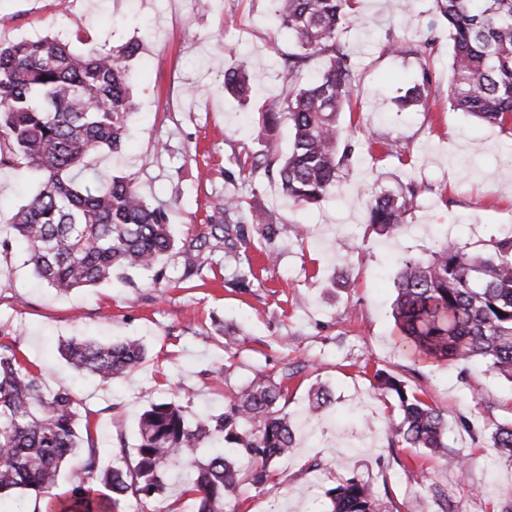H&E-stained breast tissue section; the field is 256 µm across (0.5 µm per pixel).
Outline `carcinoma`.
Masks as SVG:
<instances>
[{
  "label": "carcinoma",
  "instance_id": "obj_1",
  "mask_svg": "<svg viewBox=\"0 0 512 512\" xmlns=\"http://www.w3.org/2000/svg\"><path fill=\"white\" fill-rule=\"evenodd\" d=\"M433 2L452 43L448 105L490 124H512V0ZM356 4L278 0L280 22L299 51L288 54L282 70L286 95L268 105L262 121L267 129L281 119L292 126V146L277 175L283 192L298 204L322 201L339 185L351 158L350 145L339 148V117L350 106L356 73L339 36L354 22ZM139 50L130 42L112 52L92 48L80 55L49 37L0 45V167L33 168L42 175L41 189L15 214L12 227L37 277L61 294L124 279L131 269L150 272L173 255L181 259L184 278L199 277L209 255L247 247L246 218L268 239L285 232L265 212L247 211L240 200L227 197L213 206L204 231L179 244L166 211L140 195L133 175L107 182L70 178L94 152L122 147L132 109L129 60ZM314 56L326 57L327 65L306 84L302 69ZM429 87L423 69L401 99L402 108L423 104ZM224 89L247 95L244 65L224 74ZM419 194L410 184L368 197V223L383 234L397 233L417 208ZM492 248V255L483 257L444 241L425 260L400 258L392 314L398 339L411 354L461 367L479 361L512 382V237ZM61 355L75 373L108 383L142 364L147 350L137 339L116 344L70 339ZM374 378L398 410L388 430L390 447L422 449L460 472L469 466L468 455L448 452L447 419L440 408L397 376L378 370ZM283 399L282 382L260 373L231 391L223 412L194 420L174 394L141 414L134 458L103 469L70 391L47 389L13 348L0 345V494H34L44 509L33 512H112L128 496L165 494L168 466L192 462L196 477L184 493L195 497L197 512H224L236 499L241 475L223 455L196 462V449L223 438L253 460V481L264 486L274 462L294 447ZM330 404L328 391L310 392L308 411ZM475 438L512 463V422L495 423ZM74 457L89 479L79 476L63 495L52 493ZM328 495L329 512H382L373 485L356 476Z\"/></svg>",
  "mask_w": 512,
  "mask_h": 512
}]
</instances>
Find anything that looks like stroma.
<instances>
[{"label": "stroma", "instance_id": "1", "mask_svg": "<svg viewBox=\"0 0 512 512\" xmlns=\"http://www.w3.org/2000/svg\"><path fill=\"white\" fill-rule=\"evenodd\" d=\"M363 24L341 41L355 69L350 112L339 118L353 163L340 187L314 205L293 204L276 173L248 159L286 157L288 123L262 131L266 102L283 98L282 66L295 47L272 18L273 0H0V44L55 37L77 53L110 51L136 41L130 64L134 115L122 150L97 152L83 179L131 174L141 195L165 209L177 240L195 237L216 199L235 197L290 226L275 241L251 230L247 255L256 272L249 287L231 282L242 269L237 254L211 255L201 279L186 285L178 258L165 262L158 285L140 274L60 295L43 287L23 245L0 256V325L16 352L47 388H64L90 414L101 464L134 448L138 420L151 404L180 389L198 416L222 412L234 386L262 372L287 379L286 409L295 422L294 452L274 465L273 483L256 487L252 461L236 512H328V489L352 476L371 483L386 512H440L437 493L457 512H498L512 498V463L473 441L481 425L512 420V382L474 365L468 374L444 361L415 360L398 341L392 317L395 259L423 258L444 240L489 255L493 240L512 236V128L480 121L448 105L452 48L435 19L432 0H362ZM398 42L404 53L389 52ZM245 64L247 98L224 90V72ZM431 73L425 105L402 109L399 98L421 66ZM392 143L370 156L368 141ZM414 182L416 210L398 235L367 222L365 198ZM37 173L0 167V236H11L14 214L39 191ZM234 325V341L213 330V319ZM138 338L148 351L129 374L102 384L77 376L58 353L61 341ZM386 370L447 414L452 451L473 457L466 474L438 458L389 447L386 428L397 415L371 381ZM327 386L332 403L304 417L308 392ZM193 469L168 472L161 500L127 497L115 512H195L184 489Z\"/></svg>", "mask_w": 512, "mask_h": 512}]
</instances>
